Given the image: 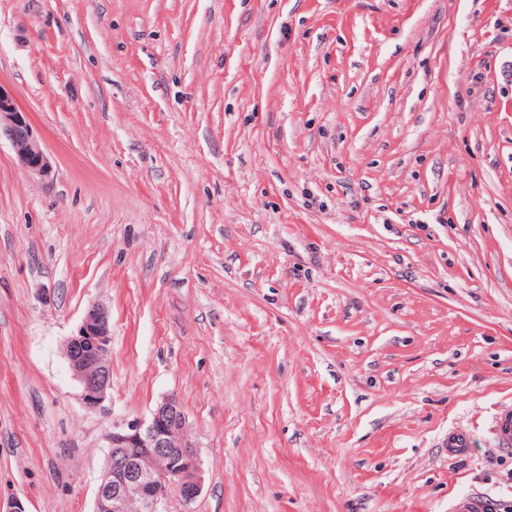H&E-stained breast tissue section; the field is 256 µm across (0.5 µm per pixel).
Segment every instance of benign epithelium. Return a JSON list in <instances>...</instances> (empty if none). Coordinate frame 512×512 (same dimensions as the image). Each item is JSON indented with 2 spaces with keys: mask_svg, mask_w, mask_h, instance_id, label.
<instances>
[{
  "mask_svg": "<svg viewBox=\"0 0 512 512\" xmlns=\"http://www.w3.org/2000/svg\"><path fill=\"white\" fill-rule=\"evenodd\" d=\"M2 137L25 168L45 183L54 180L55 167L30 113L0 85ZM111 345L109 312L99 305L87 309L66 341L65 356L89 411L103 407L110 389ZM107 443V466L97 489L95 512H128L130 504L136 512H169L172 501L187 509L200 496L204 472L198 447L175 398L164 399L147 421L112 423Z\"/></svg>",
  "mask_w": 512,
  "mask_h": 512,
  "instance_id": "1",
  "label": "benign epithelium"
}]
</instances>
